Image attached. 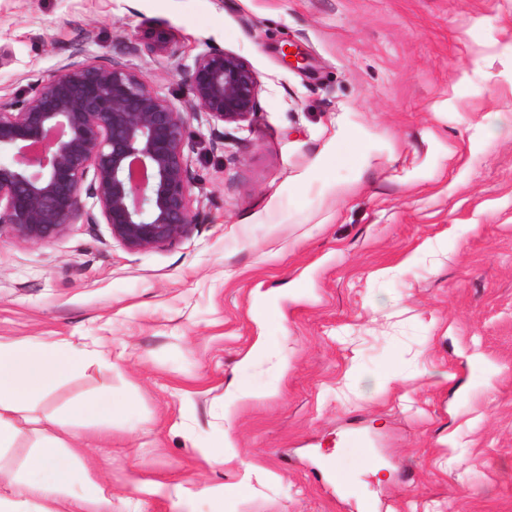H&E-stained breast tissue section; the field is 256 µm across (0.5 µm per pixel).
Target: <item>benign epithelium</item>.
Returning <instances> with one entry per match:
<instances>
[{
    "instance_id": "benign-epithelium-1",
    "label": "benign epithelium",
    "mask_w": 512,
    "mask_h": 512,
    "mask_svg": "<svg viewBox=\"0 0 512 512\" xmlns=\"http://www.w3.org/2000/svg\"><path fill=\"white\" fill-rule=\"evenodd\" d=\"M168 53L189 90L185 109L163 97L135 70L73 61L31 93L0 105V235L42 245L72 224L108 225L130 252L187 237L198 213L191 205L194 134L184 112L208 123L251 125L261 83L239 56L206 47L184 68ZM92 208L80 202L81 189Z\"/></svg>"
}]
</instances>
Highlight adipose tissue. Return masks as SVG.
Returning a JSON list of instances; mask_svg holds the SVG:
<instances>
[{
  "label": "adipose tissue",
  "mask_w": 512,
  "mask_h": 512,
  "mask_svg": "<svg viewBox=\"0 0 512 512\" xmlns=\"http://www.w3.org/2000/svg\"><path fill=\"white\" fill-rule=\"evenodd\" d=\"M88 353L58 340H0V452L17 444L24 426L33 424L31 412L67 378L89 363ZM131 406L120 390L85 396L71 402L55 421L52 433L40 435L19 469L0 465V512H72L68 497H76L79 512H109L110 495L73 461L84 451L74 430L85 419L114 421Z\"/></svg>",
  "instance_id": "obj_1"
}]
</instances>
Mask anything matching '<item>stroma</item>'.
Returning <instances> with one entry per match:
<instances>
[{
	"instance_id": "35a3bbf8",
	"label": "stroma",
	"mask_w": 512,
	"mask_h": 512,
	"mask_svg": "<svg viewBox=\"0 0 512 512\" xmlns=\"http://www.w3.org/2000/svg\"><path fill=\"white\" fill-rule=\"evenodd\" d=\"M160 34L187 65L207 43L247 61L258 110L244 129L189 116L185 239L0 237V338L111 356L36 407L5 463L115 388L128 419L76 428L112 512H512V0H0V103L91 58L182 105ZM260 335L286 369L242 365ZM232 387L253 397L228 420Z\"/></svg>"
}]
</instances>
